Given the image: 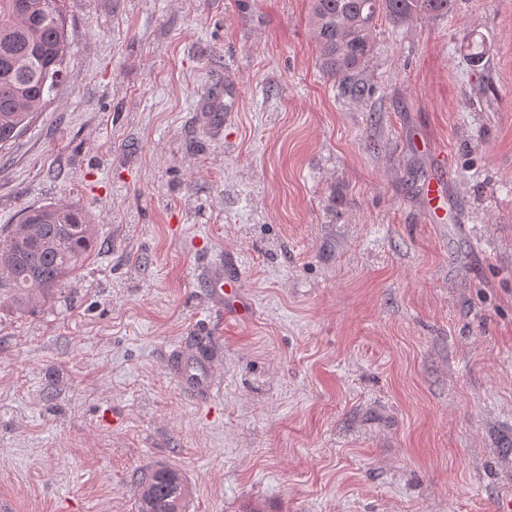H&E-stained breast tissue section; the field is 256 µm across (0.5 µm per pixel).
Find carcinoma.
Wrapping results in <instances>:
<instances>
[{"mask_svg":"<svg viewBox=\"0 0 512 512\" xmlns=\"http://www.w3.org/2000/svg\"><path fill=\"white\" fill-rule=\"evenodd\" d=\"M61 0H0V148L17 138L33 115L67 80L68 25ZM455 0H310V23L322 72L340 79L341 90L359 99L369 88L358 69L372 54L381 17L401 24L444 15ZM97 241L96 225L72 205L30 207L0 239V286L14 301L36 307L85 261ZM138 512H184L190 489L180 471L157 465L140 482Z\"/></svg>","mask_w":512,"mask_h":512,"instance_id":"obj_1","label":"carcinoma"}]
</instances>
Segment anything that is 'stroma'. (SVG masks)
<instances>
[{
    "label": "stroma",
    "mask_w": 512,
    "mask_h": 512,
    "mask_svg": "<svg viewBox=\"0 0 512 512\" xmlns=\"http://www.w3.org/2000/svg\"><path fill=\"white\" fill-rule=\"evenodd\" d=\"M308 5L61 0L67 83L0 149V236L48 203L99 236L51 303L0 288V512H137L159 462L184 512H491L512 490V0L379 20L360 100L321 73ZM220 259L250 320L207 299ZM204 336L200 402L167 357ZM425 204L434 224H445L447 211L445 208L448 196L447 176H437L428 180L423 191Z\"/></svg>",
    "instance_id": "35a3bbf8"
}]
</instances>
